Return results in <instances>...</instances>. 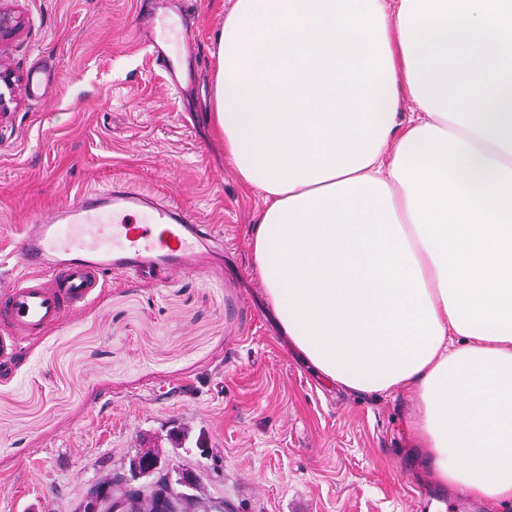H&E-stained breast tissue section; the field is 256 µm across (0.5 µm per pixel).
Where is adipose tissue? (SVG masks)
<instances>
[{"mask_svg":"<svg viewBox=\"0 0 512 512\" xmlns=\"http://www.w3.org/2000/svg\"><path fill=\"white\" fill-rule=\"evenodd\" d=\"M216 52L283 335L325 383L413 388L440 480L512 500V0H234Z\"/></svg>","mask_w":512,"mask_h":512,"instance_id":"ef3b65f1","label":"adipose tissue"}]
</instances>
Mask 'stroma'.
Instances as JSON below:
<instances>
[{
    "mask_svg": "<svg viewBox=\"0 0 512 512\" xmlns=\"http://www.w3.org/2000/svg\"><path fill=\"white\" fill-rule=\"evenodd\" d=\"M147 2L17 0L28 23L0 54L22 77L0 119V278L22 274L11 253L29 213L117 178L187 204L227 253L164 287L113 278L0 370V512H78L147 450L194 477L190 512H512L412 454V390L331 386L289 350L250 250L262 198L212 128L233 0L168 10L178 91L141 39Z\"/></svg>",
    "mask_w": 512,
    "mask_h": 512,
    "instance_id": "stroma-1",
    "label": "stroma"
}]
</instances>
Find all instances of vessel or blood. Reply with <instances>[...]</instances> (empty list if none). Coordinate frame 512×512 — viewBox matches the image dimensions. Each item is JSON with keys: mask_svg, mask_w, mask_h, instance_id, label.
<instances>
[{"mask_svg": "<svg viewBox=\"0 0 512 512\" xmlns=\"http://www.w3.org/2000/svg\"><path fill=\"white\" fill-rule=\"evenodd\" d=\"M216 238L215 225L183 203L127 179L30 214L12 254L25 275L0 290V364L63 318L80 317L110 277L166 282L200 269Z\"/></svg>", "mask_w": 512, "mask_h": 512, "instance_id": "1", "label": "vessel or blood"}]
</instances>
